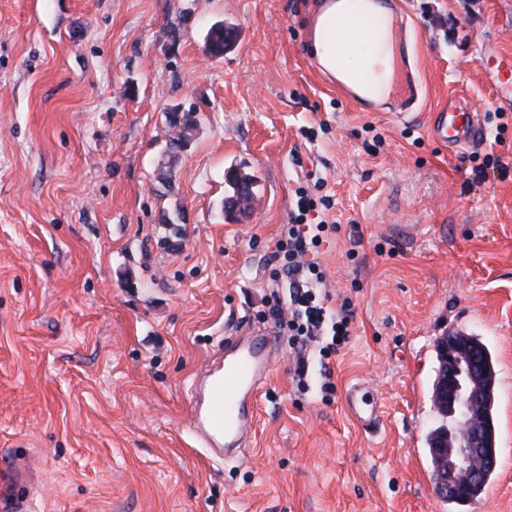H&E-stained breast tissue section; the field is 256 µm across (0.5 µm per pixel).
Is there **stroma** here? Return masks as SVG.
<instances>
[{"label": "stroma", "mask_w": 512, "mask_h": 512, "mask_svg": "<svg viewBox=\"0 0 512 512\" xmlns=\"http://www.w3.org/2000/svg\"><path fill=\"white\" fill-rule=\"evenodd\" d=\"M310 0H0V512H512V0H405L421 115L359 112L310 70ZM236 38L212 56L215 22ZM465 96L479 149L429 115ZM198 113L175 156L172 106ZM255 181L226 216V181ZM325 178L316 188L314 176ZM331 196L320 261L353 335L309 387L278 341L242 459L201 448L191 387L224 336L271 327L294 192ZM180 216L183 235L165 218ZM497 371L498 462L478 500L435 491L438 340ZM378 399V427L346 407ZM471 341L477 370L484 371L490 380L493 378L495 385L494 362L488 347L478 336H471ZM369 393L368 387L363 383L355 384L348 391L346 400L348 411L366 430L374 429L381 419L380 405L374 397L367 398Z\"/></svg>", "instance_id": "35a3bbf8"}]
</instances>
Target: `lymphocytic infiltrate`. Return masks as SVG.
Wrapping results in <instances>:
<instances>
[{
    "mask_svg": "<svg viewBox=\"0 0 512 512\" xmlns=\"http://www.w3.org/2000/svg\"><path fill=\"white\" fill-rule=\"evenodd\" d=\"M329 197L313 198L305 188L296 191L295 209L276 243L271 278L288 283V295L272 297L268 315L288 336L297 357L295 378L305 385L309 372L308 347L322 359H330L352 336L353 312L348 303L331 309L326 274L317 255L330 228L327 221L311 222L318 207H330Z\"/></svg>",
    "mask_w": 512,
    "mask_h": 512,
    "instance_id": "f902f5d3",
    "label": "lymphocytic infiltrate"
}]
</instances>
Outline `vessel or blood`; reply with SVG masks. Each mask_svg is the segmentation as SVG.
<instances>
[{
	"mask_svg": "<svg viewBox=\"0 0 512 512\" xmlns=\"http://www.w3.org/2000/svg\"><path fill=\"white\" fill-rule=\"evenodd\" d=\"M365 26L364 38L354 37L351 23ZM391 30L396 42L406 44L410 34L400 0H315L308 22L301 28L300 46L306 63L358 109L375 107L372 84L348 78L341 65L347 50L366 51L368 40ZM432 138L458 150L486 141L488 129L480 113L465 99H451L447 108L430 118ZM270 331L243 328L225 337L217 354L224 359L221 376L210 378L205 406L195 408L190 430L212 454H241L252 432L257 394L265 383L275 356ZM347 409L366 430L380 419V406L364 384L353 385Z\"/></svg>",
	"mask_w": 512,
	"mask_h": 512,
	"instance_id": "obj_1",
	"label": "vessel or blood"
}]
</instances>
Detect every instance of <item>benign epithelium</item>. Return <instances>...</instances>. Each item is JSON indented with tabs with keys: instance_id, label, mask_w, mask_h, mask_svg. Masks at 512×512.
<instances>
[{
	"instance_id": "7a95c632",
	"label": "benign epithelium",
	"mask_w": 512,
	"mask_h": 512,
	"mask_svg": "<svg viewBox=\"0 0 512 512\" xmlns=\"http://www.w3.org/2000/svg\"><path fill=\"white\" fill-rule=\"evenodd\" d=\"M438 352L444 378L433 405L437 413L453 420L454 427L448 439L432 449L436 488L444 499L471 503L496 466V450L483 447L482 384L461 342L443 337Z\"/></svg>"
}]
</instances>
